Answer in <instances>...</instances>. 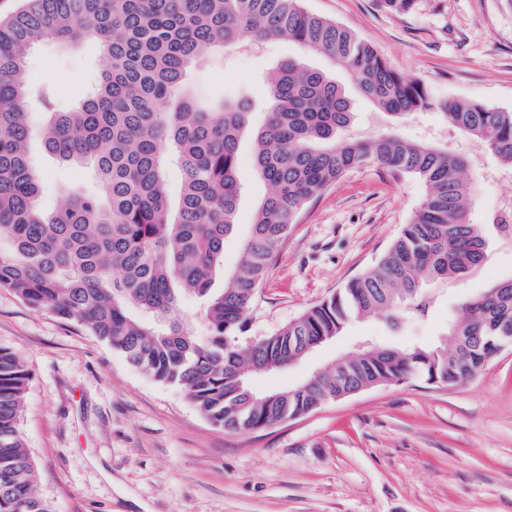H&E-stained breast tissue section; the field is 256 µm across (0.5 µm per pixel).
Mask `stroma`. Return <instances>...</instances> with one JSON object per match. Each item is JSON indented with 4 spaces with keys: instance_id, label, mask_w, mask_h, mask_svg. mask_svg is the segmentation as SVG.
Masks as SVG:
<instances>
[{
    "instance_id": "35a3bbf8",
    "label": "stroma",
    "mask_w": 512,
    "mask_h": 512,
    "mask_svg": "<svg viewBox=\"0 0 512 512\" xmlns=\"http://www.w3.org/2000/svg\"><path fill=\"white\" fill-rule=\"evenodd\" d=\"M313 13L370 43L400 74L442 97L512 109V0H417L400 15L380 0H305ZM305 56L267 40L216 53L188 71L186 92L201 102L223 97L267 106L263 76ZM101 65L93 43L38 46L31 80L53 86L62 106L88 93ZM348 135L396 127L471 159L479 222L512 195V172L433 113L391 124L371 102L353 99ZM31 153L43 174L40 202L53 209L69 190L93 184L76 167ZM238 226L224 249L225 270L257 202L267 192L242 146ZM425 196L411 178L368 167L349 172L309 203L276 249L245 315L239 346L275 334L364 272L400 235ZM512 275V247L493 242L489 261L465 278L428 288L424 316L399 324L375 316L353 324L305 360L254 378L258 390L290 387L327 362L372 343H435L461 305L491 279ZM0 347L12 350L32 378L19 429L38 495L54 512H512V346L475 378L448 387L416 378L326 402L305 416L251 432L210 424L177 388L155 382L87 330L35 310L0 289Z\"/></svg>"
}]
</instances>
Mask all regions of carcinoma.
<instances>
[{
    "label": "carcinoma",
    "mask_w": 512,
    "mask_h": 512,
    "mask_svg": "<svg viewBox=\"0 0 512 512\" xmlns=\"http://www.w3.org/2000/svg\"><path fill=\"white\" fill-rule=\"evenodd\" d=\"M304 0H23L0 20V288L29 307L51 309L122 353L153 380L185 392L214 426L250 431L318 409L360 387L423 378L456 386L479 375L512 337V277L461 307L447 335L463 342L369 349L331 363L292 388L245 395L260 373L280 371L309 344L387 312L427 313V286L483 264L489 239L512 224L500 213L472 221L475 196L464 155L394 133L344 135L352 101L340 68L364 99L390 116L433 112L512 170V109L448 100L394 71L342 25L307 12ZM284 39L330 67L290 58L265 77L270 106L259 126L237 98L203 107L185 91L187 71L216 50ZM97 43L103 66L90 95L68 108L31 82L27 60L45 42ZM44 120L33 124L30 101ZM94 175L57 208L40 204L41 176L29 144ZM252 138L253 171L270 187L239 243L224 288V243L237 224L241 140ZM181 191L171 203L167 168ZM380 166L420 181L426 195L375 266L271 336L241 349L243 316L275 249L307 204L351 170ZM184 295L205 302L206 333L177 309ZM31 375L0 347V512H53L36 492L16 418Z\"/></svg>",
    "instance_id": "obj_1"
}]
</instances>
